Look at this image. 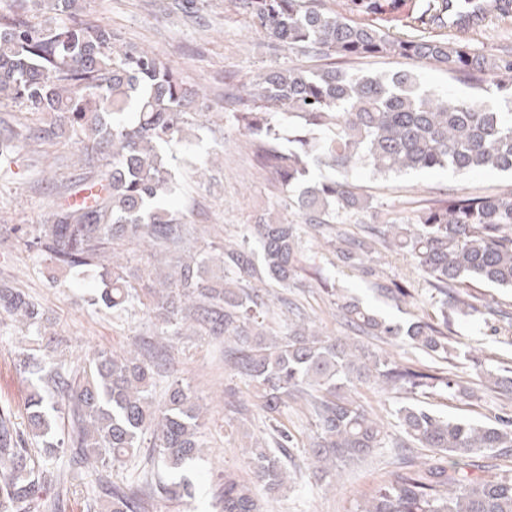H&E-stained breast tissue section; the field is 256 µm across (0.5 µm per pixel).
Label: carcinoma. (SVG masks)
<instances>
[{
  "label": "carcinoma",
  "instance_id": "1",
  "mask_svg": "<svg viewBox=\"0 0 512 512\" xmlns=\"http://www.w3.org/2000/svg\"><path fill=\"white\" fill-rule=\"evenodd\" d=\"M79 0H13L0 13V103L20 102L44 116L36 134L0 127V157L34 138L53 142L78 137L84 164L105 168L101 178L82 174L87 197L53 208L29 248L54 268L79 270L102 284L90 305L120 315L140 304L154 314L158 335L185 329L222 336L232 343L224 361L255 389L260 410L273 422L274 444L256 438L245 453L254 481L224 475L222 512H256L255 490L268 494L288 484L283 461L294 436L278 416L291 400L310 408L315 430L307 455L324 476L384 445L380 419L352 394L372 382L388 394L439 388L460 398L473 389L440 368L418 367L365 350L348 337L326 336L303 318L288 334L268 331L260 317L269 298L247 286L258 275L288 287L296 275L301 235L276 211L259 215L242 240L216 256L195 252L170 264L183 249L186 224L162 201L177 183L178 148L193 124L187 108L199 89L153 51L121 47L106 24L76 17ZM247 27L270 42L306 57L341 62L393 57L448 72L479 94L459 98L422 87L418 74L352 72L331 66L317 71L269 68L232 102L256 165L279 183L304 185L296 206L303 223L333 246L338 261L354 268L373 251L372 241L353 239L338 225L373 208L372 196L349 181L362 167L376 177L448 167L461 173L491 168L512 173V112H496L482 96L491 88L512 93V51L476 53L460 33L488 18L512 15V0H231ZM51 16L34 23L31 11ZM408 19L440 30L435 35H398L384 22ZM314 167L336 171L315 180ZM385 246L409 257L439 295L441 319L413 318L393 324L355 301L336 303L350 329L385 336L430 356L462 358L481 383L498 388L512 377L484 367L473 350L458 352L448 330V310L466 316L481 308L462 290L473 281L512 288V189L494 194L433 197L415 217L383 213ZM151 249L156 262L132 265L118 249ZM0 310L43 335L40 303L0 283ZM19 366L36 380L28 395L27 425L0 411V512H63L68 485L81 471L109 473L141 457L142 439H154L158 464L171 475L159 493L189 500L195 495L185 465L201 448L206 408L192 391L170 386L164 401L153 395L162 367L159 346L148 338L135 349L100 351L76 368L48 352L22 351ZM54 411L67 416L61 433ZM396 416L406 436L398 444L433 448L444 463L397 471L365 499L360 512H512V475L485 479L468 474L467 460L512 448V417L493 424L451 420L421 405L402 404ZM69 456L68 467L48 462ZM56 486L54 495L43 491ZM154 489L106 485L100 512H147Z\"/></svg>",
  "mask_w": 512,
  "mask_h": 512
}]
</instances>
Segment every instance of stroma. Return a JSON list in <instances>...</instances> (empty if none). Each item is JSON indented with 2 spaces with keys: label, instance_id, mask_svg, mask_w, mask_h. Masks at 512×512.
I'll return each mask as SVG.
<instances>
[{
  "label": "stroma",
  "instance_id": "obj_1",
  "mask_svg": "<svg viewBox=\"0 0 512 512\" xmlns=\"http://www.w3.org/2000/svg\"><path fill=\"white\" fill-rule=\"evenodd\" d=\"M80 19L108 24L121 34L124 43L154 50L173 65L185 81L207 84V99L191 104L196 124L195 137L179 157L184 178L181 194L173 205L180 210L193 232L189 251L207 243L223 245L240 240L248 224L271 208L293 223L301 217L290 205L298 187H282L275 177L260 170L230 112L229 98L246 82L269 67H322L317 58L303 57L283 48H273L263 33L246 32L243 20L230 0H194L190 12L173 9L172 0H79ZM471 46L482 54H495L512 47V17L492 20L468 32ZM364 70L418 72L423 86L438 94L469 96L470 88L449 78L446 71L397 58L362 61ZM81 168L72 141L61 140L44 156L40 145L26 141L7 159H0V225L24 224L36 230L45 223L55 204L71 200L69 186ZM352 179L374 197L381 209L398 216H412L411 197L425 191L438 194L511 189L512 176L497 171L458 174L448 169L412 172L388 179L357 168ZM373 265L386 277L405 282L411 292L408 302L385 297L374 287L373 277L339 262L324 242L303 235L300 262L288 287L262 282L269 298L284 295L304 308L309 319L327 335L346 336L350 330L338 317L336 299L318 284L327 279L340 293L358 301L387 320L405 323L413 315L437 317L438 298L425 275L403 254L379 249ZM0 278L11 281L45 310L49 332L67 361L87 356L97 349L123 351L139 337L154 334L155 320L142 307L122 315L102 306H89L95 283L76 273L53 271L49 262L39 261L25 251L21 241L0 235ZM448 325L459 349L483 348L485 365L494 369L512 363V344L482 318L449 316ZM164 344L171 367L157 381L156 398H163L175 382L188 386L206 410L199 437L201 454L188 464V475L196 486L192 505L156 499L154 512H221L225 474L239 479L251 477L245 447L251 439L268 437L270 421L261 412L249 382L224 365V339L186 333L168 336ZM41 354L38 337L28 335L12 317L0 316V408L12 412L15 423L25 421L30 390L29 377L22 374L17 353ZM360 401L385 417L387 447L375 449L366 459L340 470L338 476L315 479L309 469L304 446L312 420L303 405L293 404L281 416L295 436L287 462L290 480L286 489L262 497L263 512H360L363 500L390 479L396 469L397 449L393 443L402 431L390 415L383 391L371 384L356 387ZM424 402L438 414L479 424L495 422L502 414L512 415V393L475 385L467 399L424 395Z\"/></svg>",
  "mask_w": 512,
  "mask_h": 512
}]
</instances>
